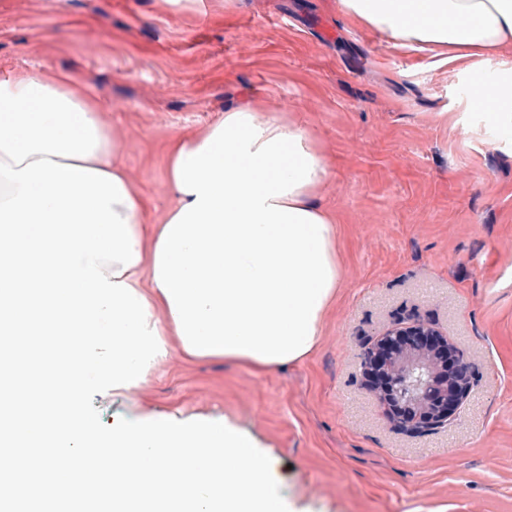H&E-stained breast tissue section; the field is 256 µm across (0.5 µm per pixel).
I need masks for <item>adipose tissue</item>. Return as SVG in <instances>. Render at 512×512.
Masks as SVG:
<instances>
[{"instance_id": "obj_1", "label": "adipose tissue", "mask_w": 512, "mask_h": 512, "mask_svg": "<svg viewBox=\"0 0 512 512\" xmlns=\"http://www.w3.org/2000/svg\"><path fill=\"white\" fill-rule=\"evenodd\" d=\"M346 16L394 45L444 48L449 59L512 43V0H340ZM101 104L75 78L0 77V377L25 373L16 330L50 313L81 332L41 355L39 393L0 401V504L34 475L55 502L72 485L96 493L87 512H285L270 459L229 423L87 422L90 383L128 391L177 336L191 357L256 370L305 358L339 282L335 220L314 200L328 169L298 124L225 109L177 140V205L145 247L143 203L114 158ZM31 271L11 272L14 255ZM64 272L66 281L55 278ZM63 374L65 390L51 378ZM108 447L93 480L85 465ZM66 468H59V460Z\"/></svg>"}]
</instances>
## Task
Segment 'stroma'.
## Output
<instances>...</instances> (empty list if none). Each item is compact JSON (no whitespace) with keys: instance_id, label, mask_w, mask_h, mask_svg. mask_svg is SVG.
<instances>
[{"instance_id":"stroma-1","label":"stroma","mask_w":512,"mask_h":512,"mask_svg":"<svg viewBox=\"0 0 512 512\" xmlns=\"http://www.w3.org/2000/svg\"><path fill=\"white\" fill-rule=\"evenodd\" d=\"M15 69L98 97L151 233L177 202L175 140L225 108L301 124L328 166L317 200L340 279L314 351L256 371L174 341L136 388L90 386V417L229 420L272 461L286 512H512V114L475 102L512 82V44L448 62L339 0H0V74ZM416 319L472 373L421 437L393 428L361 365L367 341Z\"/></svg>"}]
</instances>
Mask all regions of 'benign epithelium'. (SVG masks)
Returning a JSON list of instances; mask_svg holds the SVG:
<instances>
[{"label": "benign epithelium", "instance_id": "benign-epithelium-1", "mask_svg": "<svg viewBox=\"0 0 512 512\" xmlns=\"http://www.w3.org/2000/svg\"><path fill=\"white\" fill-rule=\"evenodd\" d=\"M362 367L369 380H386L374 388L378 404L397 430L413 437L445 426L471 389L463 354L422 320L371 341Z\"/></svg>", "mask_w": 512, "mask_h": 512}]
</instances>
